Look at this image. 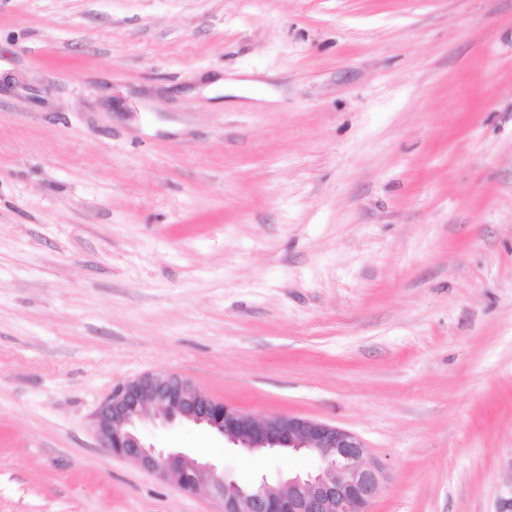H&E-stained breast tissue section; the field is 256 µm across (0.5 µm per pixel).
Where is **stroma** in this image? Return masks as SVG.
Listing matches in <instances>:
<instances>
[{"label": "stroma", "mask_w": 512, "mask_h": 512, "mask_svg": "<svg viewBox=\"0 0 512 512\" xmlns=\"http://www.w3.org/2000/svg\"><path fill=\"white\" fill-rule=\"evenodd\" d=\"M156 371L355 433L372 512H496L512 0H0V512H222L96 435ZM138 430L243 480L316 465Z\"/></svg>", "instance_id": "1"}]
</instances>
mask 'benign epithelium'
<instances>
[{"label": "benign epithelium", "mask_w": 512, "mask_h": 512, "mask_svg": "<svg viewBox=\"0 0 512 512\" xmlns=\"http://www.w3.org/2000/svg\"><path fill=\"white\" fill-rule=\"evenodd\" d=\"M149 416L163 425L205 427L249 453H304L316 458L318 466L275 485L264 476L243 485L209 462L145 444L137 424ZM95 422L103 446L112 453L184 492L209 490L224 512H371L387 478V465L366 460V447L352 432L291 415L258 421L174 373H147L119 384L98 408Z\"/></svg>", "instance_id": "benign-epithelium-1"}]
</instances>
